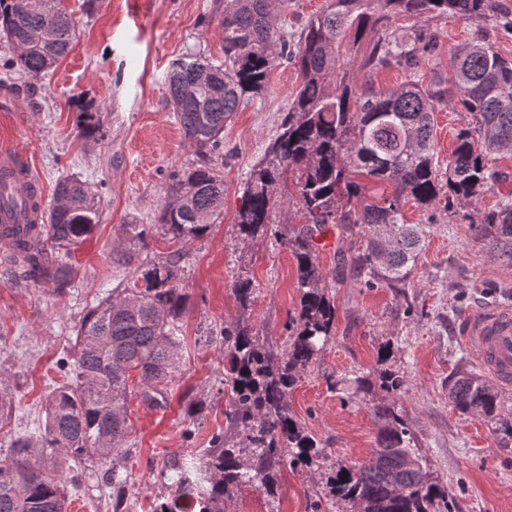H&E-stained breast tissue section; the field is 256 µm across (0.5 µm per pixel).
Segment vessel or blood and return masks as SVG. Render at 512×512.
Wrapping results in <instances>:
<instances>
[{"label":"vessel or blood","instance_id":"b4317fda","mask_svg":"<svg viewBox=\"0 0 512 512\" xmlns=\"http://www.w3.org/2000/svg\"><path fill=\"white\" fill-rule=\"evenodd\" d=\"M0 182L8 186L18 199L15 207L0 208V227L6 236L0 242L23 237L28 222L35 213L26 208L29 196H36L39 204H46L43 185L33 174L31 164L15 147H0ZM458 336L464 346L473 349L478 365L503 387L512 386V307L489 306L473 311L459 325Z\"/></svg>","mask_w":512,"mask_h":512}]
</instances>
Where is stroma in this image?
I'll list each match as a JSON object with an SVG mask.
<instances>
[{
  "instance_id": "35a3bbf8",
  "label": "stroma",
  "mask_w": 512,
  "mask_h": 512,
  "mask_svg": "<svg viewBox=\"0 0 512 512\" xmlns=\"http://www.w3.org/2000/svg\"><path fill=\"white\" fill-rule=\"evenodd\" d=\"M64 3L78 21L76 38L42 79L19 73L0 41V144L22 151L46 190L65 175L86 181L100 200L99 223L74 247L76 273L61 290L16 278L9 255L0 251V379L11 385L13 406L0 428L5 440L38 436L45 398L66 380L59 362L72 354L84 314L130 281L127 270L112 265V249L128 239L130 225L157 223L171 177L203 159L168 103L171 63L190 53L224 60L218 29L224 0ZM436 30L428 71H447L451 52L482 34L512 58V26L448 17L438 20ZM299 82L292 65H275L263 94L235 113L224 128L222 150L210 156L224 175V215L183 247L177 279L186 296L182 340L162 404L143 400L137 381H130L129 432L112 463L40 459L42 468L63 473L73 485L68 512H112L111 470L124 480L122 512H153L169 493L162 471L228 432L224 345L216 337L226 321L247 315L267 346L285 347V324L300 298L293 256L274 233L241 237L235 215L248 172L276 136ZM82 109L95 115L93 137H81L76 128ZM511 191L512 180L479 202H456L449 213L407 201L406 222L429 224L430 231L403 288H366L351 274L340 283L332 279L338 252L358 245L363 230L343 235L336 225L326 226L320 265L336 304V334L314 368L302 374L288 405L320 440L330 465L358 463L371 454L384 425L375 408L388 404L417 437L423 465L452 491V512H512V439L498 433L512 423V388L500 390L493 419L461 414L448 397L457 377L479 371L459 340L458 325L472 310L503 304L512 295V263L490 253L476 230L482 213ZM240 277L254 288L245 312L233 291ZM384 346L404 378L397 396L379 387L377 354ZM357 375L368 378L367 389L354 383ZM192 402L205 414L195 427L187 414ZM321 489V471L286 463L276 495L244 487L225 512H346L343 503L318 502Z\"/></svg>"
}]
</instances>
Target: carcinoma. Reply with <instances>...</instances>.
<instances>
[{"instance_id": "carcinoma-1", "label": "carcinoma", "mask_w": 512, "mask_h": 512, "mask_svg": "<svg viewBox=\"0 0 512 512\" xmlns=\"http://www.w3.org/2000/svg\"><path fill=\"white\" fill-rule=\"evenodd\" d=\"M50 3L0 0V38L14 55L13 66L33 81L69 53L76 37L72 14ZM284 6L285 0H224L218 22L224 63L187 55L168 75V100L185 139L211 151L221 147L224 125L235 112L266 89L276 63H294L301 82L276 137L252 165L235 224L240 235L252 238L273 228L276 190L288 173L304 222L283 241L294 257L300 290L286 348L273 353L241 317L224 322V385L230 390L225 416L237 440L217 436L216 448L199 460L173 465L171 492L154 512H180L185 496L195 498L198 512H224V500L244 486L274 493L286 460L324 465V448L294 418L287 397L336 333V305L316 242L326 225L345 233L359 226L367 234L363 244L340 254L336 280L351 269L366 288H403L430 231L427 224L405 223L403 203L412 199L426 208L442 201L448 210L509 178L491 161L512 150V58L482 36L451 56L448 71L422 81L437 46L429 23L448 16L494 17L501 10L496 0H328L305 20L294 50L279 26ZM401 19L410 22L408 30L394 26ZM391 68L405 81L375 86L371 75ZM448 100L467 114V126L442 172L433 132L436 105ZM362 176L390 183L392 193L369 195ZM55 197H67L71 205L49 207L41 233L18 242V278L64 287L75 272L71 247L99 223V202L85 182L70 176L58 179ZM167 197L157 226L168 240L187 245L224 214L221 171L209 162L188 168ZM157 226L133 225L129 247L117 251L115 262L133 267L135 287L101 299L82 318L73 358L59 363L67 381L47 395L39 437H15L0 451V512H64L65 482L31 465L37 447L101 463L118 455L128 431L130 373H137L145 401L159 405L165 398L181 343L184 294L177 285L181 251L158 262L138 259L139 246ZM477 228L489 249L512 260V192L483 213ZM234 293L242 309L251 306L249 279L237 280ZM388 362L389 353L378 355L380 385L398 393L403 376ZM450 398L462 413L491 417L499 395L470 375L453 383ZM376 412L387 420L377 448L363 462L328 473L323 497L351 504L352 512H449L448 487L432 480L394 407L378 406ZM407 456L416 465L401 467Z\"/></svg>"}]
</instances>
